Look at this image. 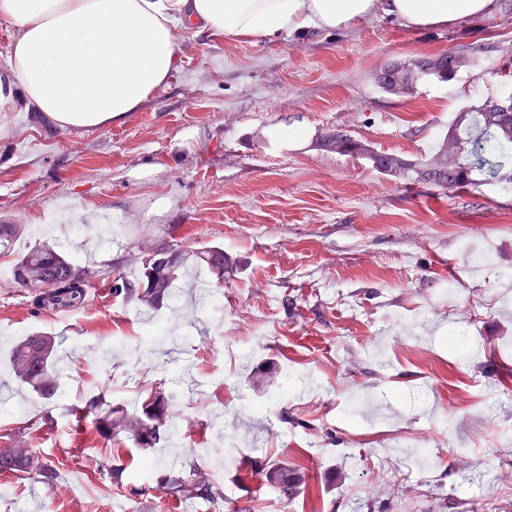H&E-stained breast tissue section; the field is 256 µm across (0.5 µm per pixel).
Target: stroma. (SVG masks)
I'll return each instance as SVG.
<instances>
[{
	"label": "stroma",
	"mask_w": 512,
	"mask_h": 512,
	"mask_svg": "<svg viewBox=\"0 0 512 512\" xmlns=\"http://www.w3.org/2000/svg\"><path fill=\"white\" fill-rule=\"evenodd\" d=\"M17 27L0 19V224L26 230L15 253L48 244L95 271L84 306L36 312L0 276V428L30 426L58 464L55 487L0 476V512H187L151 495L111 491L87 458L121 453L136 484L131 443L115 447L74 411L91 397L124 404L128 390H163L193 458L219 478L223 500L201 512H512V192L487 184L443 192L405 186L320 149L343 131L389 153L428 151L465 105L512 85V0L486 17L410 29L383 14L335 31L260 41L174 32L176 68L123 123H56L14 85L5 65ZM465 46L478 70L393 97L373 82L386 63ZM300 129L285 144L275 129ZM194 131L183 142L185 131ZM149 180L134 179L142 168ZM171 203L162 218L150 212ZM96 216L77 228L57 208ZM219 243L231 262L222 302L154 313L113 295L141 245ZM166 335L150 342L147 321ZM469 336L467 360L449 332ZM33 332L61 336L73 375L49 406L19 385L7 358ZM228 407L216 432L187 385ZM273 403L272 417L245 412ZM281 460L305 468L293 499L247 479L243 466Z\"/></svg>",
	"instance_id": "obj_1"
}]
</instances>
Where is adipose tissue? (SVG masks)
Listing matches in <instances>:
<instances>
[{
	"instance_id": "1",
	"label": "adipose tissue",
	"mask_w": 512,
	"mask_h": 512,
	"mask_svg": "<svg viewBox=\"0 0 512 512\" xmlns=\"http://www.w3.org/2000/svg\"><path fill=\"white\" fill-rule=\"evenodd\" d=\"M493 9V0H0V18L19 29L11 75L41 112L80 129L122 123L168 80L181 25L257 41L379 11L426 28Z\"/></svg>"
}]
</instances>
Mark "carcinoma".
Instances as JSON below:
<instances>
[{"label":"carcinoma","instance_id":"obj_1","mask_svg":"<svg viewBox=\"0 0 512 512\" xmlns=\"http://www.w3.org/2000/svg\"><path fill=\"white\" fill-rule=\"evenodd\" d=\"M450 134L465 146L461 164L450 173H431L425 170L422 156L412 158L380 151L344 132L338 133L339 143L333 145V151L358 160L370 158L377 163L379 173L405 185L424 183L447 191L493 183L506 191L512 190V126L506 128L491 121L479 104L471 107L466 117L454 114L445 131L434 137L431 151L440 149ZM24 229L23 224H0V257L13 253ZM137 263L134 278L116 274L114 293L145 309L159 310L173 301L176 283L190 270H205L209 276L208 287H224V268L229 265V259L219 244L193 248L165 242L141 250ZM11 280L25 289L36 310L59 313L85 303L89 272L42 244L13 259ZM60 346L61 341L53 334L35 332L14 345L9 360L14 378L51 405L60 399L63 381V373L57 366ZM169 401L170 395L160 390L151 393L135 412L121 408L104 412L103 397L97 396L89 399L82 410L86 416L95 415L97 429L115 443L129 442L146 455L171 438L175 422L169 413ZM4 438L7 443L0 448V476L33 475L50 487L55 485L57 466L37 452L28 433L11 429ZM98 471L109 485L129 496L146 492V487L129 480L127 467L119 459L100 462ZM301 473L303 467H296L290 480L288 467L272 464L253 473L252 478L260 486L278 490L287 500L299 492ZM152 490L161 499L170 496L196 505H211L224 498L210 471L194 460L169 467L156 479Z\"/></svg>","mask_w":512,"mask_h":512}]
</instances>
